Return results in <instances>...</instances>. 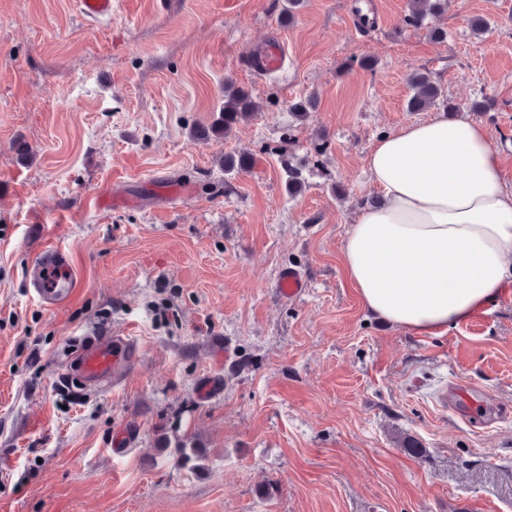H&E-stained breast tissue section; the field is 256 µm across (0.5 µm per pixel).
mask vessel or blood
<instances>
[{
	"label": "vessel or blood",
	"mask_w": 512,
	"mask_h": 512,
	"mask_svg": "<svg viewBox=\"0 0 512 512\" xmlns=\"http://www.w3.org/2000/svg\"><path fill=\"white\" fill-rule=\"evenodd\" d=\"M112 4L113 0H76L81 17L91 22L110 18ZM29 278L35 298L49 309L67 304L75 293L71 258L51 241L39 249ZM277 288L281 297L298 298L304 295L307 280L299 271L288 269L281 272ZM140 356L141 346L135 337L104 333L88 337L79 352V370L86 385L105 390L121 380Z\"/></svg>",
	"instance_id": "1"
}]
</instances>
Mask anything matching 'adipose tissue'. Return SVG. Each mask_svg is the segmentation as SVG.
Listing matches in <instances>:
<instances>
[{
    "label": "adipose tissue",
    "mask_w": 512,
    "mask_h": 512,
    "mask_svg": "<svg viewBox=\"0 0 512 512\" xmlns=\"http://www.w3.org/2000/svg\"><path fill=\"white\" fill-rule=\"evenodd\" d=\"M379 205L361 209L343 267L371 315L435 336L512 282V181L490 130L462 114L403 125L366 157Z\"/></svg>",
    "instance_id": "adipose-tissue-1"
}]
</instances>
